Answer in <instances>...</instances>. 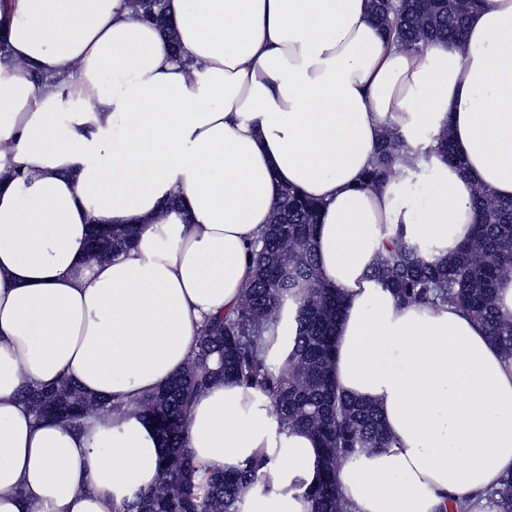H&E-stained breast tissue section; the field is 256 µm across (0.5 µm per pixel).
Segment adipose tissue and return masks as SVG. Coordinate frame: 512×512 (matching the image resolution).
<instances>
[{
    "label": "adipose tissue",
    "mask_w": 512,
    "mask_h": 512,
    "mask_svg": "<svg viewBox=\"0 0 512 512\" xmlns=\"http://www.w3.org/2000/svg\"><path fill=\"white\" fill-rule=\"evenodd\" d=\"M179 44L129 0L0 9V512H114L158 481L142 414L82 430L36 421L26 387L66 379L127 402L191 357L252 276L247 247L283 187L322 202L321 280L339 289L333 374L372 401L390 447L345 464L352 512H499L512 472V358L452 307L399 305L370 279L396 228L445 256L470 238L476 187L512 197V0H479L462 42H386L371 0H166ZM427 186H368L386 131ZM449 131L465 163L434 153ZM93 224L136 242L88 256ZM184 446L210 471L259 451L272 489L241 512H310L320 449L279 433L269 400L216 382Z\"/></svg>",
    "instance_id": "1"
}]
</instances>
